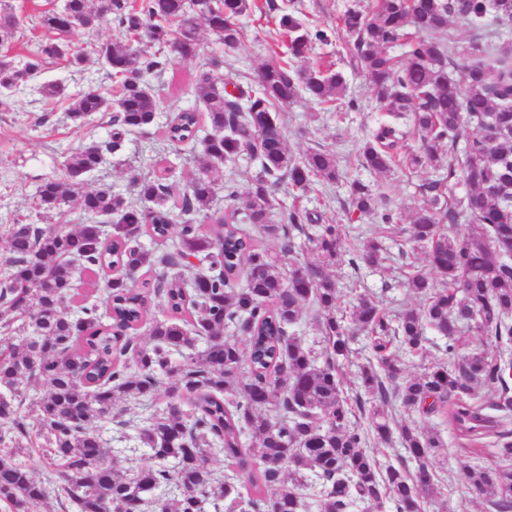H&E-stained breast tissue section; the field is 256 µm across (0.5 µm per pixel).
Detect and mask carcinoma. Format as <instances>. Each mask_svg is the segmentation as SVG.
<instances>
[{
	"instance_id": "1",
	"label": "carcinoma",
	"mask_w": 512,
	"mask_h": 512,
	"mask_svg": "<svg viewBox=\"0 0 512 512\" xmlns=\"http://www.w3.org/2000/svg\"><path fill=\"white\" fill-rule=\"evenodd\" d=\"M248 0H65L39 24L55 37L39 42L19 66L0 55V111L50 59L80 65L88 52L70 33L88 34L115 24L126 39L93 49L118 80V93L94 84L73 98L70 113L88 120L112 116L114 152L125 136L155 123L158 101L145 75L162 71L173 55L198 56L200 25L224 45L240 43L238 18ZM512 24V0H371L366 10L341 18L354 56L372 83L383 123L360 150L361 165L374 172L432 168L446 176L421 185L422 203L403 229L388 192L350 183L355 212H374L379 231L365 238L349 263L386 268L393 260L378 232H408L413 249L426 254L438 278L416 272L406 287L423 305L391 316L379 298L356 294L343 308L332 268L344 256L342 224H314L294 206L274 214L273 190L283 181L304 196L316 183L338 178L336 155L313 150L288 152L286 133L274 109L305 91L322 101H341L342 72L297 65L312 40L298 15L278 21L288 36L291 61L266 63L258 90L227 89L224 60L210 57L196 78L204 112L184 108L165 126L175 148L195 141V173L177 198L162 173L135 179L140 204L112 187H85L100 164L101 146L88 142L65 163V177L43 183L37 221L5 230L8 275L0 278V503L30 512L50 498H64L75 512H149L156 491L172 494L167 512H205L235 504L237 512H306L303 493L311 476L322 481L320 512H349L357 501L396 512H422L437 494L433 462L448 452L440 434L416 424L392 427L395 402L423 416H438L463 447H495L497 462L466 465L461 479L468 493L485 498L496 512H512V429L493 415L512 411V359L473 349L457 354L458 336L512 344V47L486 42L462 49L448 28L457 17L475 28L489 11ZM18 17L0 0V46L14 39ZM146 33L162 53L145 56L129 40ZM400 44L401 55L391 48ZM468 52L475 58L461 83L448 78V64ZM211 133L197 139L200 116ZM478 133L466 136L469 126ZM417 140L412 147L408 137ZM258 162L244 210H221L234 186L223 167L243 153ZM463 182L469 192L456 205L450 195ZM90 223L45 224L71 202ZM469 222L459 239L447 225ZM214 226L203 233L202 224ZM278 242L274 252L254 237ZM171 241L164 254L146 248L141 233ZM305 237L308 247L297 244ZM291 255L286 265L281 257ZM95 275L117 269L104 288L108 317L85 304L80 315L66 312L74 269ZM164 316L149 317L151 302ZM322 336L315 349L292 331L305 307ZM146 329L147 341L140 330ZM448 340V363L404 375L397 352L427 357V331ZM362 337L371 357L358 374L359 393L344 395L340 360ZM46 391L30 392L41 385ZM164 391L165 407H155ZM150 409L137 426L149 458L133 473L112 466L114 449L99 424L121 419L122 404ZM369 413L372 431L352 417ZM250 436L252 445L243 446ZM398 442L413 468L381 465L371 439ZM219 447L227 472L210 465ZM37 454L46 477H34L21 454ZM247 479L251 493L237 489Z\"/></svg>"
}]
</instances>
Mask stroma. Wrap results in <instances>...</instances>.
Instances as JSON below:
<instances>
[{
	"label": "stroma",
	"instance_id": "1",
	"mask_svg": "<svg viewBox=\"0 0 512 512\" xmlns=\"http://www.w3.org/2000/svg\"><path fill=\"white\" fill-rule=\"evenodd\" d=\"M21 21L16 37L8 45V54L16 60L25 59L48 32L41 28L39 18L59 9L62 0H12ZM367 0H253L252 7L239 19L242 29L237 48L225 49L218 37L208 29H200V51L197 59H171L166 69L152 73L147 81L160 103L154 126L145 132L127 135L122 151L112 152L106 145L112 134V115L98 114L82 122L72 120L70 96L94 81L105 88L115 84L108 68L97 55H89L83 68L65 61H52L42 68L35 84L18 91L10 111L0 112V231L6 225L28 222L33 214L37 193L47 180L63 178L67 155L87 142L103 145L102 161L87 176L89 185H111L128 198H135L134 178L145 173L150 165L164 160L172 167L177 186H184L193 174L189 151H172L162 140V128L185 107H199L195 77L203 59L217 55L224 60V78L243 88L253 87L263 64L284 57L286 39L280 36L276 19L281 9H295L311 30H322L326 40L314 42L306 59L307 65H329L344 73L347 80L346 103H319L300 95L294 101L277 106L276 113L287 135L290 153L301 156L323 149L335 153L341 174L338 181L314 185L303 197V205L314 213L319 223L345 225L348 247H359L370 230L375 229L373 215H347L349 184L360 180L371 187L392 185V202L401 215V227H408L421 202L419 185L436 179L426 168L408 174L394 170L385 174L371 172L360 163L359 150L387 115L381 112L376 92L365 73L357 66L346 47L340 30V16L352 6ZM66 87L62 99H46L38 87L44 83ZM335 278L341 292L342 305H349L355 289H366L383 296L386 311L392 314L417 307L418 297L405 288L403 272L397 270L353 267L340 262ZM448 453L433 463L441 481V494L426 504V512H491L489 504L463 488L460 466L490 463L493 447L470 451L460 450L452 434H445Z\"/></svg>",
	"mask_w": 512,
	"mask_h": 512
}]
</instances>
